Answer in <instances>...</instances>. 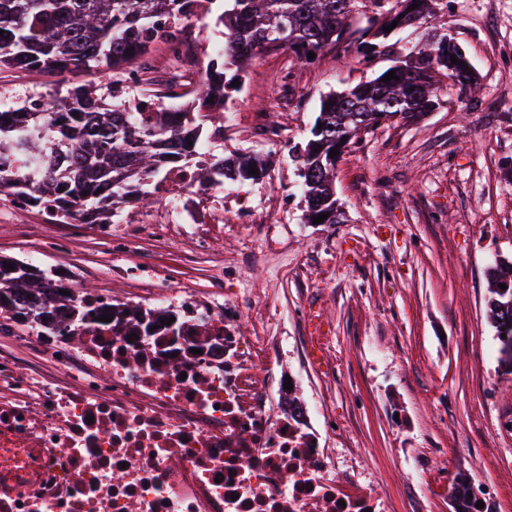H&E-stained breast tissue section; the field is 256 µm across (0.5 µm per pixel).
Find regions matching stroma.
<instances>
[{
	"mask_svg": "<svg viewBox=\"0 0 512 512\" xmlns=\"http://www.w3.org/2000/svg\"><path fill=\"white\" fill-rule=\"evenodd\" d=\"M205 26L189 32L194 72L223 39L227 0H209ZM438 27L454 38L480 77L472 94L442 83L437 108L417 122L391 119L352 141L336 163L335 223L309 224L295 151L305 147L322 97L370 81L424 42L426 26L393 31L385 53L363 62L327 54L288 65L257 58L250 93L215 156L251 155L264 169L233 183L249 210L225 206L219 255L235 258L264 240L248 226L265 220L272 196L277 249L267 263L246 262L234 287L258 295L275 288V333L295 332L299 305H312L328 337V374L305 371L303 389L335 415L337 453L359 458L392 512H452V487L469 474L497 488L491 512H512V434L498 421L512 415V374L499 362L488 318L487 270L512 258V0H447ZM288 69V108L277 103ZM87 75L0 68V103L18 108L86 83ZM265 109L283 136L252 143L242 131L249 112ZM34 207L0 197V256L27 260L44 235L65 232ZM160 264L183 263L187 285H208L209 259L185 263V244L148 243ZM120 262L109 242L84 225L66 254L41 256L43 270L66 267L80 285L112 290Z\"/></svg>",
	"mask_w": 512,
	"mask_h": 512,
	"instance_id": "35a3bbf8",
	"label": "stroma"
}]
</instances>
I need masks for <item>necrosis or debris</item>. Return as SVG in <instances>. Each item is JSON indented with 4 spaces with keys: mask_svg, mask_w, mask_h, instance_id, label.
Here are the masks:
<instances>
[{
    "mask_svg": "<svg viewBox=\"0 0 512 512\" xmlns=\"http://www.w3.org/2000/svg\"><path fill=\"white\" fill-rule=\"evenodd\" d=\"M163 222L98 227L120 253L117 279L138 295L80 292L70 272L39 315L0 307L37 359L21 369L0 350V512H392L356 461L326 447L300 387L285 389L284 336L243 335L277 307L249 295L216 300L230 274L213 265L208 292L180 290V269L144 262L145 239L194 224L217 193L172 164Z\"/></svg>",
    "mask_w": 512,
    "mask_h": 512,
    "instance_id": "1",
    "label": "necrosis or debris"
}]
</instances>
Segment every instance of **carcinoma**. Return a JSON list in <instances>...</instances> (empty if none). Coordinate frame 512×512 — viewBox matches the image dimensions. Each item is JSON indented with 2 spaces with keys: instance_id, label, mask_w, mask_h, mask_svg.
<instances>
[{
  "instance_id": "obj_1",
  "label": "carcinoma",
  "mask_w": 512,
  "mask_h": 512,
  "mask_svg": "<svg viewBox=\"0 0 512 512\" xmlns=\"http://www.w3.org/2000/svg\"><path fill=\"white\" fill-rule=\"evenodd\" d=\"M199 0H0V68L30 73H87L112 78V95L99 94L90 81L61 98L39 99L41 115L27 126L0 112V193L42 206L48 198L62 218L81 216L87 224H106L137 183L136 200L157 198L163 166L181 162L197 168L199 183L255 180L252 159L225 157L200 162V139L209 123L205 105L224 98L232 79H243L257 55L286 52L311 65L334 51L364 60L385 48L383 27L437 19L444 0H233L224 12V60L209 61L206 76L192 89L195 107L169 115L152 89L123 96L131 76L146 75L158 44L187 42L181 17ZM416 9H410V6ZM448 34L432 40L391 66L395 78H376L321 101L312 138L297 158L305 187V220L328 214L336 223L332 188L336 159L330 150L341 140L361 136L359 126L374 128L400 117L418 119L436 109V90L453 67L457 82L476 86L471 66L452 64L445 54ZM315 58H308V53ZM79 116H74V113ZM12 264L7 269L6 264ZM487 305L497 336L512 337V261L488 270ZM506 284L503 290L500 285ZM52 287L51 276L0 256V306L29 299Z\"/></svg>"
}]
</instances>
